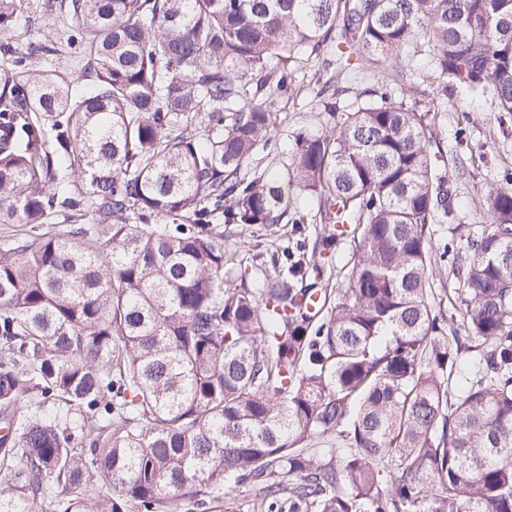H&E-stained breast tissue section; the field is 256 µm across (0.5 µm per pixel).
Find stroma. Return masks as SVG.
<instances>
[{"label":"stroma","instance_id":"1","mask_svg":"<svg viewBox=\"0 0 512 512\" xmlns=\"http://www.w3.org/2000/svg\"><path fill=\"white\" fill-rule=\"evenodd\" d=\"M42 2L24 0L15 24L19 45H37L49 39L65 44L66 23L47 16L41 8ZM335 72L336 49L332 46L297 64L293 93L283 102L272 133L278 148L270 153H257L253 164L285 173L295 134L324 132V115L318 109L317 93ZM433 137L447 155L449 170L463 166L470 171L456 185L455 222L434 227L436 236L446 235L456 240L464 231L489 223V196L502 186L504 175L512 172V115L491 111L485 102L472 101L465 112L437 113Z\"/></svg>","mask_w":512,"mask_h":512}]
</instances>
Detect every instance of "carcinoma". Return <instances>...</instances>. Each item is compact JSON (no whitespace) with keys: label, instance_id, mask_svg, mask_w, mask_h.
I'll use <instances>...</instances> for the list:
<instances>
[{"label":"carcinoma","instance_id":"carcinoma-1","mask_svg":"<svg viewBox=\"0 0 512 512\" xmlns=\"http://www.w3.org/2000/svg\"><path fill=\"white\" fill-rule=\"evenodd\" d=\"M46 7L74 22L76 80L32 65L55 43L13 47L22 0H0V224L66 223L0 242V512H238L241 485L247 512H512V184L451 249L439 108L400 69L336 117L354 54L419 57L443 106L511 115L512 0ZM329 44V129L297 133L288 168L318 207L290 212L248 164ZM231 225L279 243L226 287Z\"/></svg>","mask_w":512,"mask_h":512}]
</instances>
